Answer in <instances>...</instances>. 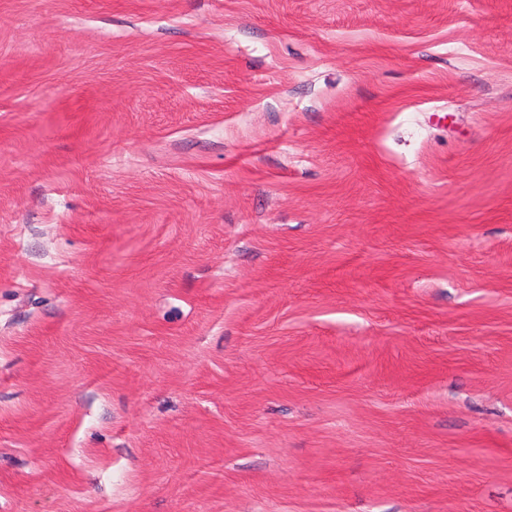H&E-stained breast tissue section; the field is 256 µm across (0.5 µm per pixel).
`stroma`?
<instances>
[{"instance_id": "obj_1", "label": "stroma", "mask_w": 512, "mask_h": 512, "mask_svg": "<svg viewBox=\"0 0 512 512\" xmlns=\"http://www.w3.org/2000/svg\"><path fill=\"white\" fill-rule=\"evenodd\" d=\"M0 512H512V0H0Z\"/></svg>"}]
</instances>
